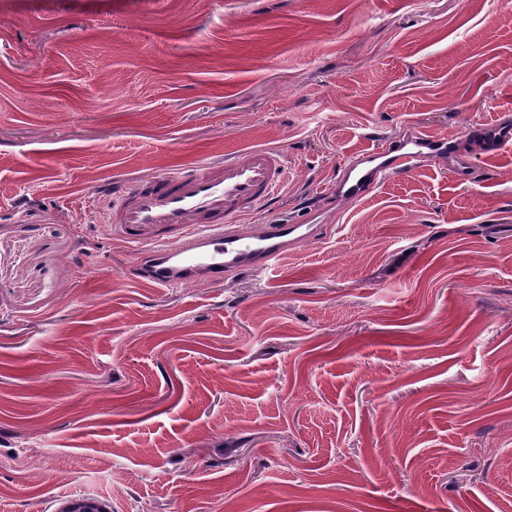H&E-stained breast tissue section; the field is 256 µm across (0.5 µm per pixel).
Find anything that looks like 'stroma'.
I'll return each instance as SVG.
<instances>
[{
    "mask_svg": "<svg viewBox=\"0 0 512 512\" xmlns=\"http://www.w3.org/2000/svg\"><path fill=\"white\" fill-rule=\"evenodd\" d=\"M499 124L512 0H0V512H512ZM413 133L455 152L329 194ZM256 147L327 233L133 277L103 190ZM57 512H112L110 505L93 496H81L67 499Z\"/></svg>",
    "mask_w": 512,
    "mask_h": 512,
    "instance_id": "35a3bbf8",
    "label": "stroma"
}]
</instances>
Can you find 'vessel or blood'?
Here are the masks:
<instances>
[{
  "label": "vessel or blood",
  "mask_w": 512,
  "mask_h": 512,
  "mask_svg": "<svg viewBox=\"0 0 512 512\" xmlns=\"http://www.w3.org/2000/svg\"><path fill=\"white\" fill-rule=\"evenodd\" d=\"M450 138L415 136L376 147L364 160L346 165L337 185L350 200L371 193L380 182L410 171L425 155L452 152ZM287 182L282 150L256 147L222 161L206 162L137 180L113 192L108 221L123 240L145 242L137 276L161 287H178L203 274L213 279L229 272L277 265L288 246L320 235L318 224L269 220L272 201ZM258 217V234L245 236L235 224Z\"/></svg>",
  "instance_id": "b4317fda"
}]
</instances>
